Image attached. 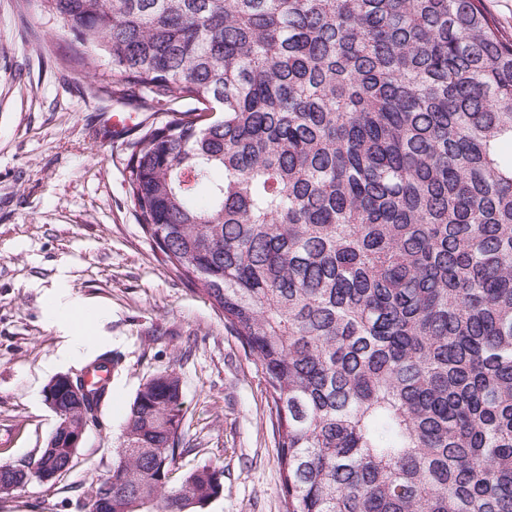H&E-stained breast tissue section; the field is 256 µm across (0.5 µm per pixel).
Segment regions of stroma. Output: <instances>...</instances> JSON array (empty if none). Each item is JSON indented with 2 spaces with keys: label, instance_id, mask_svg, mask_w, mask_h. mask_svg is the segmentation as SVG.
Instances as JSON below:
<instances>
[{
  "label": "stroma",
  "instance_id": "stroma-1",
  "mask_svg": "<svg viewBox=\"0 0 512 512\" xmlns=\"http://www.w3.org/2000/svg\"><path fill=\"white\" fill-rule=\"evenodd\" d=\"M73 37L39 0H0V465H28L57 418L43 391L109 353L112 397L74 466L52 483L0 496V512H86L112 472L140 385L172 373L182 387L177 474L212 464L224 492L201 512H285L276 417L266 376L224 317L143 232L128 194L129 143L101 144L96 115L162 120L146 93L93 92L62 63ZM81 299L96 343L85 347L61 294Z\"/></svg>",
  "mask_w": 512,
  "mask_h": 512
}]
</instances>
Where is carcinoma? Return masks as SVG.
I'll use <instances>...</instances> for the list:
<instances>
[{"mask_svg":"<svg viewBox=\"0 0 512 512\" xmlns=\"http://www.w3.org/2000/svg\"><path fill=\"white\" fill-rule=\"evenodd\" d=\"M41 3L97 91L198 104L134 143L129 198L262 367L286 512H512V34L482 0ZM178 383L138 389L105 512L222 492L172 479Z\"/></svg>","mask_w":512,"mask_h":512,"instance_id":"carcinoma-1","label":"carcinoma"}]
</instances>
